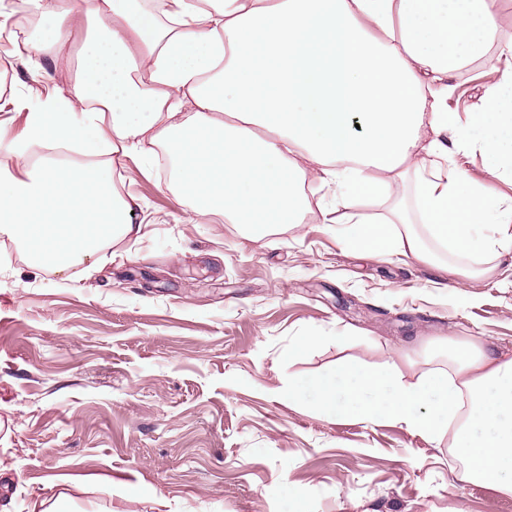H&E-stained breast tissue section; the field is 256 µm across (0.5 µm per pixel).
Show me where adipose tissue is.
<instances>
[{
  "instance_id": "obj_1",
  "label": "adipose tissue",
  "mask_w": 512,
  "mask_h": 512,
  "mask_svg": "<svg viewBox=\"0 0 512 512\" xmlns=\"http://www.w3.org/2000/svg\"><path fill=\"white\" fill-rule=\"evenodd\" d=\"M50 34L36 51L62 59L82 40L68 95L28 112L8 143L18 169L0 178V232L33 264L66 271L108 239L139 235L114 193L111 156L173 159L170 189L196 217L223 215L254 237L268 216L339 223L349 247L426 263L466 257L478 280L512 255V196L474 180L465 161L512 179V14L496 0H24ZM476 63L481 111L461 119L452 74ZM61 143L77 166L30 163ZM332 190L310 201L306 185ZM414 186L419 225L398 201ZM362 200L386 213H353ZM448 368L415 383L394 360L342 364L310 386L319 410L368 423L394 419L431 443L448 439L457 484L512 494V359L447 342Z\"/></svg>"
}]
</instances>
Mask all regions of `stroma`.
Wrapping results in <instances>:
<instances>
[{
    "label": "stroma",
    "instance_id": "stroma-1",
    "mask_svg": "<svg viewBox=\"0 0 512 512\" xmlns=\"http://www.w3.org/2000/svg\"><path fill=\"white\" fill-rule=\"evenodd\" d=\"M51 70L49 82L30 72ZM50 57L0 40V94H66ZM139 239L65 273L0 234V512H512L401 423L320 414L311 381L395 358L405 380L448 366L437 336L512 358V258L465 284L348 250L336 225L279 218L262 238L191 210L166 164L115 155ZM305 336L318 337L296 350Z\"/></svg>",
    "mask_w": 512,
    "mask_h": 512
}]
</instances>
